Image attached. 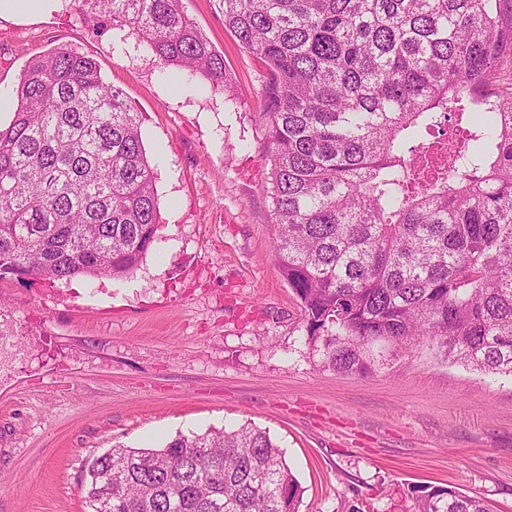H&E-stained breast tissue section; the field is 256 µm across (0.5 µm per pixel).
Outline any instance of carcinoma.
I'll return each mask as SVG.
<instances>
[{"label":"carcinoma","mask_w":512,"mask_h":512,"mask_svg":"<svg viewBox=\"0 0 512 512\" xmlns=\"http://www.w3.org/2000/svg\"><path fill=\"white\" fill-rule=\"evenodd\" d=\"M162 67L244 101L182 0H87ZM264 66L272 248L323 366L368 374L423 348L512 378V0H220ZM0 125V278H121L156 242L141 113L60 44L22 69ZM447 125L429 153L409 135ZM88 512H299L269 433L244 424L118 445ZM414 512H492L452 488Z\"/></svg>","instance_id":"cac0c4a2"}]
</instances>
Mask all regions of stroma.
I'll use <instances>...</instances> for the list:
<instances>
[{
  "mask_svg": "<svg viewBox=\"0 0 512 512\" xmlns=\"http://www.w3.org/2000/svg\"><path fill=\"white\" fill-rule=\"evenodd\" d=\"M246 90L173 85L86 0L0 16V123L28 60L68 43L143 114L158 239L120 279H0V512H85L90 464L116 445L250 423L300 487L299 512H411L453 488L512 512V380L430 353L361 376L321 366L271 243L262 70L219 0H183Z\"/></svg>",
  "mask_w": 512,
  "mask_h": 512,
  "instance_id": "stroma-1",
  "label": "stroma"
}]
</instances>
